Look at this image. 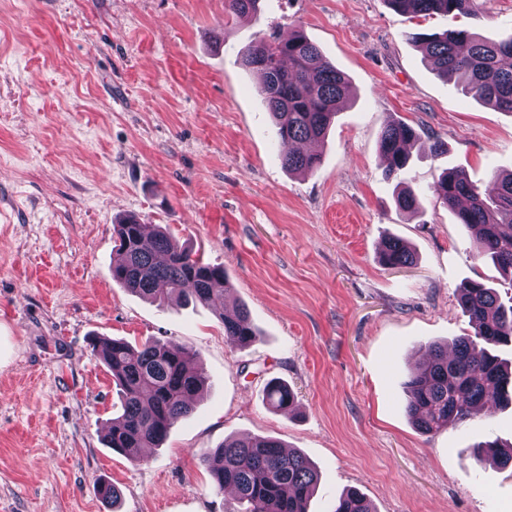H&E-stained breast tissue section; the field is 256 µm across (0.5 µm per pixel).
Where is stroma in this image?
Masks as SVG:
<instances>
[{
  "label": "stroma",
  "instance_id": "1",
  "mask_svg": "<svg viewBox=\"0 0 512 512\" xmlns=\"http://www.w3.org/2000/svg\"><path fill=\"white\" fill-rule=\"evenodd\" d=\"M0 0V512H239L201 461L224 440L271 436L299 450L319 482L308 510L348 488L375 512H512V467L471 464L475 445L512 443V406L466 426L419 433L404 382L431 342L471 333L458 290L498 281L432 186L463 169L478 186L512 171V113L477 102L427 65L414 33L448 18L387 0ZM512 36V0L457 18ZM300 29L344 72L350 93L311 173L284 169L257 77L242 51ZM419 140L385 176L378 147L393 121ZM447 154L430 151L433 139ZM419 195L415 212L394 196ZM162 224L223 266L229 299L260 333L231 343L199 303L160 307L112 279L113 226ZM412 267L379 261L386 237ZM170 340L207 382L193 413L140 462L107 448L121 413L93 338ZM295 393L270 410L266 382Z\"/></svg>",
  "mask_w": 512,
  "mask_h": 512
}]
</instances>
